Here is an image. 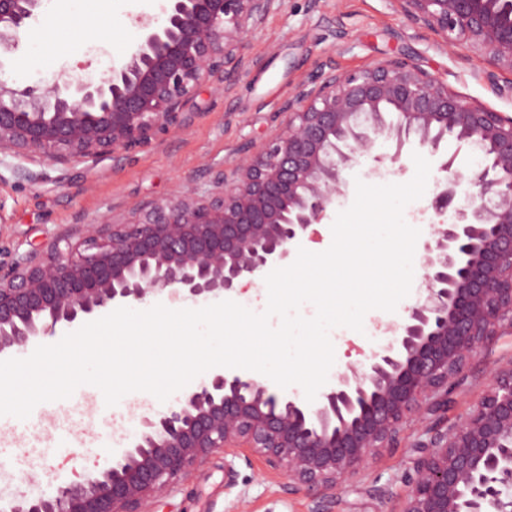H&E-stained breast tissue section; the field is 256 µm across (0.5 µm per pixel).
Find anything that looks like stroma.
I'll list each match as a JSON object with an SVG mask.
<instances>
[{
    "label": "stroma",
    "instance_id": "obj_1",
    "mask_svg": "<svg viewBox=\"0 0 512 512\" xmlns=\"http://www.w3.org/2000/svg\"><path fill=\"white\" fill-rule=\"evenodd\" d=\"M156 0H45L26 32L36 49L20 45L0 69V80L23 85L50 80L60 69L74 76L97 78L125 61L140 38L138 20L161 18ZM344 38H337V31ZM413 57L449 89L489 108L512 114V92L493 93L478 76L479 58L466 46L449 47L431 33L410 24L392 0H282L262 25L249 33L244 66L221 80H211L190 105L189 123L153 139L148 145L105 159L96 167L78 163L68 170L47 163L32 164L36 181H19L16 158H0V260L28 251L31 245L58 237H77L84 222L109 214L120 220L151 202H164L179 191L211 187L214 171H232L247 148L261 145L286 119L283 104L299 86L317 76L323 63L350 72L395 56ZM337 328L334 370L362 360L385 343L382 334ZM512 360V335L499 337L477 356L466 384L458 390L440 427L456 423L473 404L501 364ZM178 395L159 401L146 392L125 395L117 405L98 402L86 414L76 397L61 400L62 418L48 420V403L38 404L24 420L0 416V469L22 480L30 490L53 491L105 463L111 449L105 436L114 415L140 407L123 423V445H130L144 418H154L177 404ZM423 431L408 426L398 448L370 461L347 483L336 512H378L379 489H388L392 507L407 493L402 476L412 447ZM311 497L285 493L281 479L271 477L261 459L236 458L225 463L216 453L196 467L173 492L148 507V512H312Z\"/></svg>",
    "mask_w": 512,
    "mask_h": 512
}]
</instances>
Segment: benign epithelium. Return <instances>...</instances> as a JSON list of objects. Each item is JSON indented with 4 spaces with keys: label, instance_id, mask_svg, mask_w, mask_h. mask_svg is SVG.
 Instances as JSON below:
<instances>
[{
    "label": "benign epithelium",
    "instance_id": "7a95c632",
    "mask_svg": "<svg viewBox=\"0 0 512 512\" xmlns=\"http://www.w3.org/2000/svg\"><path fill=\"white\" fill-rule=\"evenodd\" d=\"M278 0H166L128 59L103 76L60 73L12 86L0 80V156L64 170L96 164L185 126L201 87L243 66L245 37ZM444 44L467 43L495 93L512 89V0H392ZM43 0H0V68ZM329 71L282 107L284 125L212 189H191L115 223L89 221L77 240L57 238L0 265V354L25 352L59 326L168 291L207 300L255 284L288 263L296 243L349 191L342 171L376 139L399 175L414 150L444 173L434 201L448 223L422 244L424 288L387 328V342L347 365L309 402L268 382L216 370L178 405L146 417L110 464L59 486L21 492L15 512H144L218 451L261 457L290 495L335 512L343 486L398 444L404 426L448 410L472 359L512 334V115L462 96L407 56L356 72ZM389 112L398 114L394 124ZM454 138L483 152L463 172L441 151ZM404 475L398 512H512V362L452 427L424 430Z\"/></svg>",
    "mask_w": 512,
    "mask_h": 512
}]
</instances>
